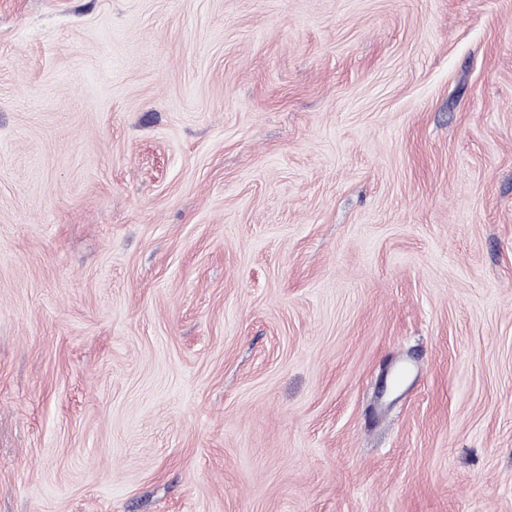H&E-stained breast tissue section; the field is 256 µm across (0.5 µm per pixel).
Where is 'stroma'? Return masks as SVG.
Wrapping results in <instances>:
<instances>
[{"instance_id":"35a3bbf8","label":"stroma","mask_w":512,"mask_h":512,"mask_svg":"<svg viewBox=\"0 0 512 512\" xmlns=\"http://www.w3.org/2000/svg\"><path fill=\"white\" fill-rule=\"evenodd\" d=\"M0 512H512V0H0Z\"/></svg>"}]
</instances>
